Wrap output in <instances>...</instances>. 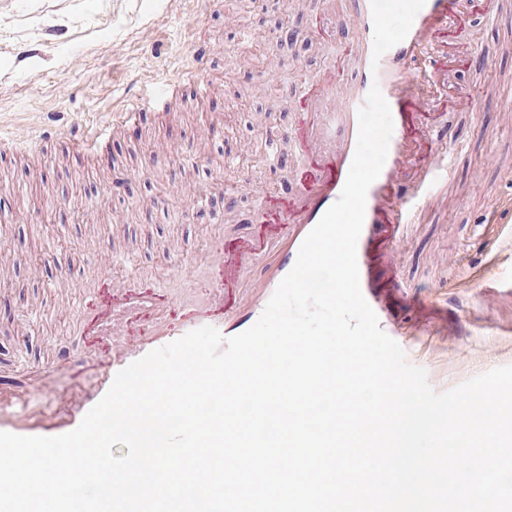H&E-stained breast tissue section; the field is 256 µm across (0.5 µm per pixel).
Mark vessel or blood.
Wrapping results in <instances>:
<instances>
[{
	"mask_svg": "<svg viewBox=\"0 0 512 512\" xmlns=\"http://www.w3.org/2000/svg\"><path fill=\"white\" fill-rule=\"evenodd\" d=\"M473 0H353L343 21L356 36L357 58L348 74L327 72L305 80L295 124L281 129L264 127L262 138L271 144L292 141L304 166L295 191L286 198L259 193L249 181L231 190L230 199L256 196L252 235L226 240L220 248L223 274L219 282L226 297L219 314L201 310L180 323L153 330L148 339L123 355L111 356L99 385L76 388L75 402L62 416L31 418V393L14 392L0 402V431L25 436H57L74 430L86 413L109 390L115 376L133 361L188 332L211 326L231 337L253 326L281 280L290 272L307 234L337 201L346 181L358 138L357 114L371 87H379L393 118L388 155L379 177L367 192L363 228L357 242L361 292L389 336H412L421 343L448 333V310L428 301L414 287L404 285L385 257L396 247L401 225L412 223L415 208L429 195L446 166L441 144L446 124L431 106L440 89V70L429 67L427 50L448 41V28ZM169 88L132 98L123 118L164 110ZM279 241L272 270L260 282L257 300L244 302L234 291L243 267L260 254L269 240ZM150 282L134 285L101 283L103 302L146 312L153 306Z\"/></svg>",
	"mask_w": 512,
	"mask_h": 512,
	"instance_id": "vessel-or-blood-1",
	"label": "vessel or blood"
}]
</instances>
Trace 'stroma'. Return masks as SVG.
Returning <instances> with one entry per match:
<instances>
[{
  "label": "stroma",
  "instance_id": "obj_1",
  "mask_svg": "<svg viewBox=\"0 0 512 512\" xmlns=\"http://www.w3.org/2000/svg\"><path fill=\"white\" fill-rule=\"evenodd\" d=\"M0 0V382L35 389L43 372L52 386H87L107 357L95 332L96 253L114 251L113 278L158 286L154 313L115 324L121 344L144 339L147 326L179 312L221 307L204 286L218 274L216 248L245 231L256 199L226 208L210 193L189 204L199 185L248 180L288 193L302 160L291 142L279 162L264 161L262 126L292 125L307 78L341 65L355 41L339 23L348 0ZM294 40L282 41L279 21ZM277 64L278 99L264 96L261 69L250 67L242 29ZM457 56L447 67L443 104L481 86L512 99V0L494 11L470 10L450 32ZM222 47L197 61L195 46ZM67 95H59L60 85ZM175 86L166 111L132 125L112 116L133 96ZM111 123L99 151L79 153L69 136ZM455 147L448 181L397 246L400 280L448 306V333L414 355L436 392L512 365V111L490 122L473 112L449 119ZM168 152L142 163L157 140ZM499 167L481 181L472 170L487 150ZM179 198L158 202L157 184ZM83 346L80 369L65 353Z\"/></svg>",
  "mask_w": 512,
  "mask_h": 512
}]
</instances>
